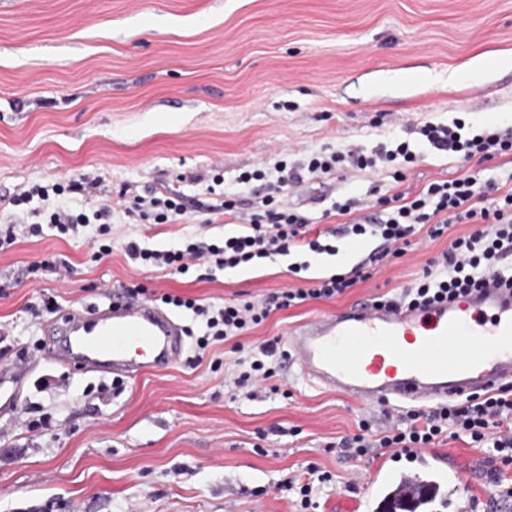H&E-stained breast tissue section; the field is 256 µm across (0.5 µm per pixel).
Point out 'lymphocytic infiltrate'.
Masks as SVG:
<instances>
[{"label":"lymphocytic infiltrate","instance_id":"obj_1","mask_svg":"<svg viewBox=\"0 0 512 512\" xmlns=\"http://www.w3.org/2000/svg\"><path fill=\"white\" fill-rule=\"evenodd\" d=\"M418 133L426 145L454 157L463 168L475 160L488 161L512 152L511 127L474 132L463 121L456 120L449 125L425 123ZM418 160L409 141L397 140L369 150L354 146L344 151L315 153L302 163L290 165L280 160L267 169L244 171L236 178L240 189L251 188L258 181L264 190L245 220L244 231L221 240L192 236L166 250L147 248L140 240L131 238L125 243V253L139 266L173 275L187 274L196 266L224 271L281 256L289 258L288 271L297 275L308 269L309 256L337 253L331 232L309 235V218L288 207L285 201L289 189L301 181L303 173L332 176L349 167L356 171H384L399 183ZM97 185V179L83 174L65 183L20 188L11 199V206L24 208L35 199L47 202L45 220L31 223L13 216L0 228V251L12 247L19 237L40 235L46 223L63 235L93 225L98 231L93 257L99 261L112 253L109 233L115 209H122L132 220L154 224L178 222L187 211L182 196L176 193L136 194L115 205L110 199L93 196ZM68 194L82 195V204L50 206V199ZM368 194L375 196L381 208L380 218L370 223L355 216L364 203L363 197L352 195L332 204L333 211L346 219L343 234L376 243L368 258L350 271L323 277L307 288H285L256 302L233 300L215 306L171 293L161 294V302L191 311L198 323L196 348L202 353L214 344L244 335L273 311L346 294L357 283L371 279L378 262L403 257L416 248L415 238L420 233L429 241L446 239V249L398 292L375 296V305L416 309L441 299L464 296L490 278L512 283V174L483 181L468 174L435 180L414 195H388L375 183ZM456 224L471 225L472 230L449 235V228ZM385 418L388 425L379 432L374 431L372 419L359 420L356 433L342 439L341 447L356 457L378 448L411 455L447 439L463 438L471 447L482 449L494 463L512 465L511 381L491 393L442 402L426 410L389 411Z\"/></svg>","mask_w":512,"mask_h":512}]
</instances>
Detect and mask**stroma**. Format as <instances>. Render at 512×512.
Instances as JSON below:
<instances>
[{
	"mask_svg": "<svg viewBox=\"0 0 512 512\" xmlns=\"http://www.w3.org/2000/svg\"><path fill=\"white\" fill-rule=\"evenodd\" d=\"M510 52L512 0H0V211L21 186L82 173L99 178L100 197L171 191L188 204L177 224L115 213L112 253L98 262L91 227L65 237L47 225L0 253V363L29 365L20 395L0 386V512H294L276 487L312 463L333 476L313 485L317 512H376L387 493L379 476L403 473L439 484L425 512H464L474 499L482 512H512L491 495L497 477L486 454L462 440L432 448L429 466L389 448L329 453L364 415L385 428L381 409L310 387L285 364L271 382L233 385L238 360L264 341L401 286L445 241L339 299L274 312L205 354L185 337L173 367L119 392L111 377L46 360L47 316L36 311L50 296L62 309L87 307L138 285L216 305L299 286L285 258L170 276L133 264L123 244L135 237L165 250L185 236L238 231L236 216L203 210L217 172L228 191L241 172L280 155L296 163L406 139L425 121L510 128L512 69L469 72L477 57ZM458 175L452 158L426 148L399 189ZM371 180L308 176L287 200L317 232L337 225L323 215L334 198L363 194ZM336 245L337 255L311 259L305 278L348 271L374 247ZM55 255L70 261L66 277L41 269ZM450 457L463 486L449 481Z\"/></svg>",
	"mask_w": 512,
	"mask_h": 512,
	"instance_id": "1",
	"label": "stroma"
}]
</instances>
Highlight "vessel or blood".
I'll list each match as a JSON object with an SVG mask.
<instances>
[{"instance_id": "obj_1", "label": "vessel or blood", "mask_w": 512, "mask_h": 512, "mask_svg": "<svg viewBox=\"0 0 512 512\" xmlns=\"http://www.w3.org/2000/svg\"><path fill=\"white\" fill-rule=\"evenodd\" d=\"M60 362L133 379L174 365L183 328L155 304L112 292L107 307L49 321ZM291 368L311 386L378 408L423 407L512 381V289L489 283L467 297L414 310L359 302L293 326Z\"/></svg>"}]
</instances>
